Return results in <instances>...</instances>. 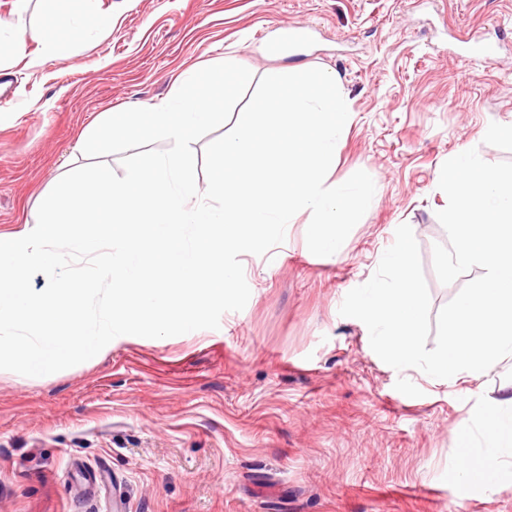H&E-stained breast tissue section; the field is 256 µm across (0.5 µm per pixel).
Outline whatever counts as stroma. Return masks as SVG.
<instances>
[{"label": "stroma", "mask_w": 512, "mask_h": 512, "mask_svg": "<svg viewBox=\"0 0 512 512\" xmlns=\"http://www.w3.org/2000/svg\"><path fill=\"white\" fill-rule=\"evenodd\" d=\"M61 13L86 30L68 52L42 58L30 42L0 60V234L35 227L88 164L84 132L227 61L258 78L333 72L351 123L328 183L362 170L375 194L335 259L309 251L303 213L283 244L241 256L251 295L219 329L120 336L48 376L0 370V512H512V484L489 493L459 474L484 445L459 422L500 396L512 360L478 380L398 371L339 313L403 223L432 311L455 296L433 269L448 242L440 170L472 148L512 161V0H0V37ZM299 23L305 43L269 47ZM463 35L497 58L451 54Z\"/></svg>", "instance_id": "35a3bbf8"}]
</instances>
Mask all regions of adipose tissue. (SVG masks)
I'll return each mask as SVG.
<instances>
[{
	"label": "adipose tissue",
	"instance_id": "ef3b65f1",
	"mask_svg": "<svg viewBox=\"0 0 512 512\" xmlns=\"http://www.w3.org/2000/svg\"><path fill=\"white\" fill-rule=\"evenodd\" d=\"M468 418L481 425L485 446L462 466L463 478L485 491H497L512 481V383L503 385L500 398L471 410Z\"/></svg>",
	"mask_w": 512,
	"mask_h": 512
}]
</instances>
